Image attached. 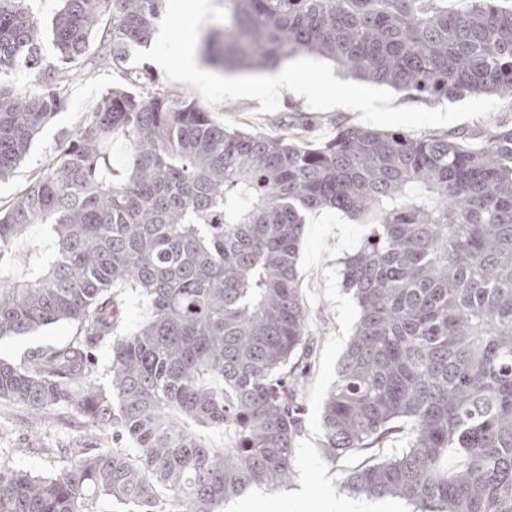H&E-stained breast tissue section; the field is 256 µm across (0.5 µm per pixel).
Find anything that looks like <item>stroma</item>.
Returning a JSON list of instances; mask_svg holds the SVG:
<instances>
[{"mask_svg": "<svg viewBox=\"0 0 512 512\" xmlns=\"http://www.w3.org/2000/svg\"><path fill=\"white\" fill-rule=\"evenodd\" d=\"M121 81L120 73L108 65L91 71L74 69L67 107L42 128L25 162L7 180L0 181V209L11 206L36 181L44 164L53 158L62 133L75 130L84 113L91 111L101 95ZM259 106L256 99H232L212 107L210 113L226 126L260 132L275 131L280 121L300 117L308 120V135L314 142L332 137L338 126L359 121L358 112L347 108L314 110L304 97L288 90L282 91L277 111L262 114ZM364 234V225L333 210L308 217L299 249L298 273L309 313L313 367L304 394V423L295 441L294 474L275 491L256 489L241 500L226 503L223 512H236L241 503L252 505L254 512H412L411 506L400 499L357 498L343 488L346 470L379 461L376 449L358 448L331 462L324 458L321 448L322 405L336 380L338 365L358 320L356 303L342 286L341 260L360 246ZM75 334V326L58 322L28 336L1 341L0 359L16 361L26 352L70 341ZM0 420L13 429L11 438L0 444V455L15 468L35 475L55 473L62 464L59 449L84 436L78 422L47 414L38 441L48 451L37 454L32 447L38 441L30 434L24 408L0 405Z\"/></svg>", "mask_w": 512, "mask_h": 512, "instance_id": "35a3bbf8", "label": "stroma"}]
</instances>
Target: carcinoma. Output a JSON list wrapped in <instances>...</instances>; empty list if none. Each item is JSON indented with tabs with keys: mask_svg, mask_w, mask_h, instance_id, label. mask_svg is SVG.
Segmentation results:
<instances>
[{
	"mask_svg": "<svg viewBox=\"0 0 512 512\" xmlns=\"http://www.w3.org/2000/svg\"><path fill=\"white\" fill-rule=\"evenodd\" d=\"M163 0H65L58 63L15 0H0V178L67 104L75 64L112 14L93 62L121 68L151 42ZM207 63L266 69L301 53L432 100L489 93L512 112V6L503 0H224ZM308 123L243 132L173 95L150 68L124 72L36 182L0 211V341L60 321L75 339L0 360V405L79 418L93 440L53 475L0 462V512H220L290 478L311 364L297 255L309 214L367 225L342 261L359 310L322 412L335 461L406 446L347 472L344 488L416 512H512V125L412 137L342 125L314 145ZM126 140L112 174L108 145ZM41 238L26 259L17 243ZM149 315L117 333L112 289ZM109 345L108 383L94 350ZM134 448H105L100 437Z\"/></svg>",
	"mask_w": 512,
	"mask_h": 512,
	"instance_id": "carcinoma-1",
	"label": "carcinoma"
}]
</instances>
